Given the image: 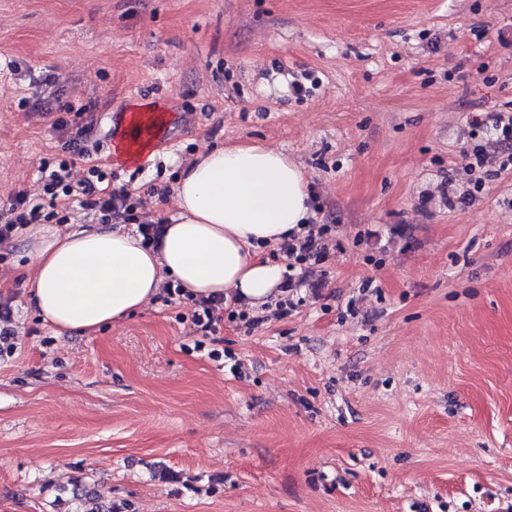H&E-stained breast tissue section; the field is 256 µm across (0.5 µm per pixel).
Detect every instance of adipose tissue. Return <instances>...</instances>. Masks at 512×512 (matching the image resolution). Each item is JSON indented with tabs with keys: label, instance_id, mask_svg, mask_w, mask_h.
<instances>
[{
	"label": "adipose tissue",
	"instance_id": "adipose-tissue-1",
	"mask_svg": "<svg viewBox=\"0 0 512 512\" xmlns=\"http://www.w3.org/2000/svg\"><path fill=\"white\" fill-rule=\"evenodd\" d=\"M161 126L160 115L131 114L117 160L151 162L150 133ZM309 197L305 172L282 151L255 143L205 150L176 181L174 211L162 217L158 247L119 228L62 234L30 227V299L60 334L125 320L158 294L167 276L196 298L263 306L278 294L286 269L262 250L306 234Z\"/></svg>",
	"mask_w": 512,
	"mask_h": 512
}]
</instances>
